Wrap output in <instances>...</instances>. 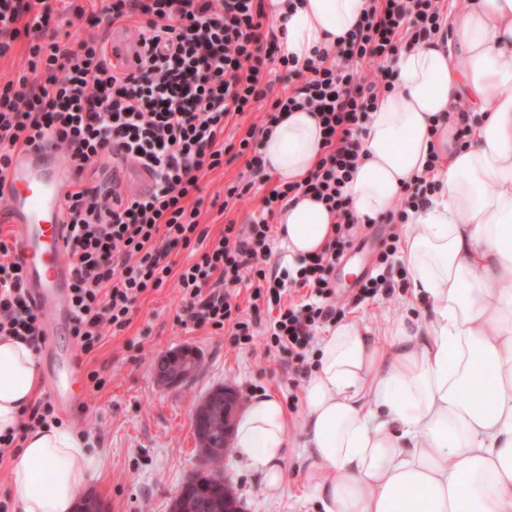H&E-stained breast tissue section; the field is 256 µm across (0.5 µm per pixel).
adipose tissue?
Instances as JSON below:
<instances>
[{
	"mask_svg": "<svg viewBox=\"0 0 512 512\" xmlns=\"http://www.w3.org/2000/svg\"><path fill=\"white\" fill-rule=\"evenodd\" d=\"M367 0H266L299 59L333 48ZM398 89L379 96L346 191L379 219L438 153L435 190L412 210L403 244L425 329L401 323L380 347L345 320L320 341L304 385V452L315 512H512V0L448 9L438 44L402 50ZM467 113L468 143L456 134ZM323 133L315 116L283 115L261 138L269 171L301 180ZM282 266L321 250L336 216L310 196L279 215ZM489 376L490 401L469 392ZM32 344L0 337V435L19 429L39 381ZM280 400L255 395L235 418L238 460L264 492L286 480ZM98 461L74 428L28 431L11 466L14 512H76Z\"/></svg>",
	"mask_w": 512,
	"mask_h": 512,
	"instance_id": "adipose-tissue-1",
	"label": "adipose tissue"
}]
</instances>
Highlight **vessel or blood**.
<instances>
[{"label": "vessel or blood", "instance_id": "b4317fda", "mask_svg": "<svg viewBox=\"0 0 512 512\" xmlns=\"http://www.w3.org/2000/svg\"><path fill=\"white\" fill-rule=\"evenodd\" d=\"M70 170L49 145L32 146L14 154L0 179V194L10 203V218L23 258L25 286L47 317L41 326L45 343V370L50 392L59 403L69 399L78 362L56 344L66 335L74 312L71 305L73 266L67 240L65 194Z\"/></svg>", "mask_w": 512, "mask_h": 512}]
</instances>
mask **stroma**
<instances>
[{"label": "stroma", "instance_id": "35a3bbf8", "mask_svg": "<svg viewBox=\"0 0 512 512\" xmlns=\"http://www.w3.org/2000/svg\"><path fill=\"white\" fill-rule=\"evenodd\" d=\"M247 177L242 157L202 177V222L211 237H218L225 224L246 223L256 211L266 187H258L249 200L224 204L225 186ZM387 232L384 224L361 230L355 248L333 274L336 293L346 303L345 318L358 321L380 341L401 321H427L424 305L409 287L360 303L353 300L356 288L346 275L353 272L364 278L371 273ZM181 307L177 279L169 277L163 288L137 300L125 329L105 337L91 354L77 356L79 397L55 414L98 451L100 466L90 497L101 512H170L175 494L200 468L193 412L212 389L223 386L235 391L243 404L258 393L276 395L288 421L287 480L276 494L266 495L259 478L234 453L225 455L222 468L242 512H313L302 454L303 386L316 364V349H309L305 360L299 361L277 351L266 353L259 346L235 347L227 331L207 325L183 328L178 321ZM181 348L196 352V373L172 387L162 384L154 373L157 361ZM95 371L105 380L98 391L88 381Z\"/></svg>", "mask_w": 512, "mask_h": 512}]
</instances>
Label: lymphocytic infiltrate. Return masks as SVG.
Listing matches in <instances>:
<instances>
[{
	"label": "lymphocytic infiltrate",
	"instance_id": "lymphocytic-infiltrate-1",
	"mask_svg": "<svg viewBox=\"0 0 512 512\" xmlns=\"http://www.w3.org/2000/svg\"><path fill=\"white\" fill-rule=\"evenodd\" d=\"M446 0H368L355 30L336 49L298 61L283 48L265 0H0V58L27 42V66L0 82V176L14 153L50 141L73 175L65 197L74 268L72 334L83 352L124 329L137 299L176 276L182 327L230 328L236 345L263 343L302 360L336 307L333 272L356 239L360 221L346 186L360 160L359 135L379 95L396 89L393 61L439 33ZM87 20L78 41L61 29L63 15ZM133 37L125 55L110 43L112 29ZM297 78L278 88L283 76ZM265 110L238 142L225 140L244 114ZM313 112L322 126L323 154L302 180L271 185L260 139L282 115ZM246 156L250 176L224 190L225 204L247 200L268 185L250 223L226 224L219 237L202 227L195 199L203 173L225 155ZM132 162L151 179L129 194L119 182L86 186L84 173L103 155ZM324 202L337 216L325 247L295 272L272 265V221L297 195ZM400 236L381 241L379 272L359 284L357 299L393 294ZM199 251L173 271L175 248ZM254 285L253 300L276 305L261 323L241 317L234 292ZM306 288L300 304L282 303L288 289ZM43 314L23 285L13 235L0 234V336L37 342Z\"/></svg>",
	"mask_w": 512,
	"mask_h": 512
}]
</instances>
